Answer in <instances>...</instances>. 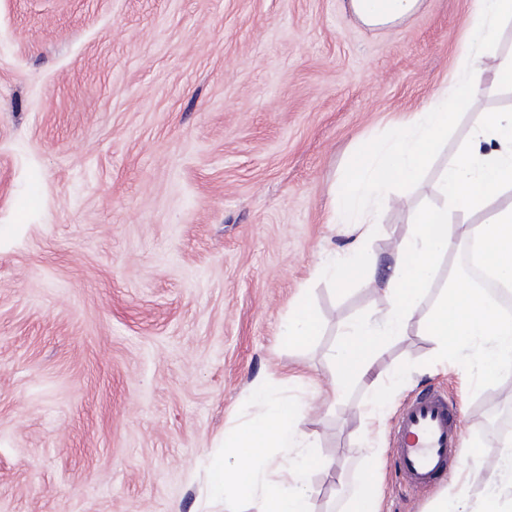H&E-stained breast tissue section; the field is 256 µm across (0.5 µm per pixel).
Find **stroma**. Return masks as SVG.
<instances>
[{"label":"stroma","instance_id":"35a3bbf8","mask_svg":"<svg viewBox=\"0 0 512 512\" xmlns=\"http://www.w3.org/2000/svg\"><path fill=\"white\" fill-rule=\"evenodd\" d=\"M474 0H422L393 29L347 0H0V512H229L209 499L225 427L255 416L252 386L291 391L324 467L310 512H342L369 472L381 512H431L390 475L402 405L436 387L465 410L472 498L512 426V373L466 379L476 350L437 353L420 322L439 274L380 361L409 375L383 420L357 384L332 398L343 325L382 309L378 285L335 296L318 268L344 257L330 223L363 144L405 127L459 82ZM512 25L482 52L485 79L412 189L389 192L368 242L379 270L443 202L440 175L482 113ZM307 296L320 331L284 346Z\"/></svg>","mask_w":512,"mask_h":512}]
</instances>
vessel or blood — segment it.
<instances>
[{
	"label": "vessel or blood",
	"mask_w": 512,
	"mask_h": 512,
	"mask_svg": "<svg viewBox=\"0 0 512 512\" xmlns=\"http://www.w3.org/2000/svg\"><path fill=\"white\" fill-rule=\"evenodd\" d=\"M464 411L447 394L427 388L402 406L390 446L401 490L420 495L460 466L468 454Z\"/></svg>",
	"instance_id": "1"
}]
</instances>
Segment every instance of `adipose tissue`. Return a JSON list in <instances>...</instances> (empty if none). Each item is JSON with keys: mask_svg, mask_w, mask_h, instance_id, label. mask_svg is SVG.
<instances>
[{"mask_svg": "<svg viewBox=\"0 0 512 512\" xmlns=\"http://www.w3.org/2000/svg\"><path fill=\"white\" fill-rule=\"evenodd\" d=\"M420 5L421 0H349L351 12L370 27L399 25ZM510 21L512 0H476L475 34L482 43L495 42ZM440 189L443 204L419 211L411 238L397 250L385 279L386 308L349 324L334 346L332 393L365 380L376 390L374 410L382 409L388 391L376 372L377 359L405 333L434 281L438 260L464 243L475 242L494 275L512 286V204H495L499 195L512 191V110L483 113L466 147L449 157ZM475 212L483 214L482 223H468ZM421 327L443 355L481 345L477 370L482 383L512 371V318L500 316L483 290L470 287L466 275H456ZM317 332L307 298L299 297L288 312L281 343L299 345ZM504 500L512 502V438L506 440L481 499L471 501L461 486L437 499L431 512H500Z\"/></svg>", "mask_w": 512, "mask_h": 512, "instance_id": "obj_1", "label": "adipose tissue"}]
</instances>
